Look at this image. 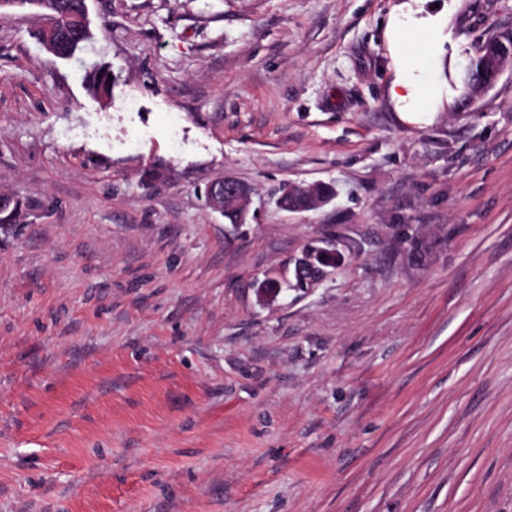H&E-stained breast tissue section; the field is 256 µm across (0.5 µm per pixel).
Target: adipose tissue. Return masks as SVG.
Returning <instances> with one entry per match:
<instances>
[{"mask_svg":"<svg viewBox=\"0 0 512 512\" xmlns=\"http://www.w3.org/2000/svg\"><path fill=\"white\" fill-rule=\"evenodd\" d=\"M389 33L397 60L391 98L398 109L431 112L436 95L424 78L425 63L437 52L436 35L430 24L401 12L389 20Z\"/></svg>","mask_w":512,"mask_h":512,"instance_id":"obj_1","label":"adipose tissue"}]
</instances>
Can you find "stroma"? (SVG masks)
<instances>
[{
	"label": "stroma",
	"mask_w": 512,
	"mask_h": 512,
	"mask_svg": "<svg viewBox=\"0 0 512 512\" xmlns=\"http://www.w3.org/2000/svg\"><path fill=\"white\" fill-rule=\"evenodd\" d=\"M402 2L88 0L70 59L0 12V512H512V67L452 106L430 66L402 119ZM424 12L457 72L512 29ZM315 240L341 262L259 303ZM208 195L210 197V202L213 207L219 208L224 207V211L220 212L224 215V218L229 221L231 224H237L239 220V212L238 209L225 205V200H243V207L240 212L244 218L246 211H249L250 205V193L248 191V187L231 177H225L224 179L217 181L211 184L208 187Z\"/></svg>",
	"instance_id": "1"
}]
</instances>
